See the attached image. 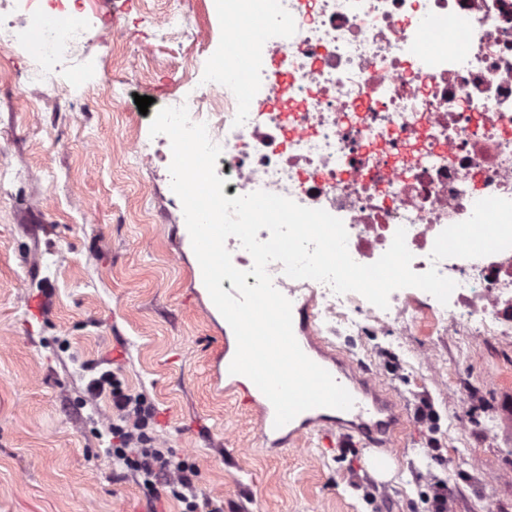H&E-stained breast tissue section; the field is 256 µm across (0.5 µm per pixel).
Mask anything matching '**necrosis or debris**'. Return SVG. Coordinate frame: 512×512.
Masks as SVG:
<instances>
[{"mask_svg":"<svg viewBox=\"0 0 512 512\" xmlns=\"http://www.w3.org/2000/svg\"><path fill=\"white\" fill-rule=\"evenodd\" d=\"M224 25L172 83L221 148L233 198L257 190L340 218L354 261L376 262L398 228L415 272L455 281L426 310L448 333L512 328V249L432 261L437 235L476 201L512 200V0H209ZM112 24L81 0H0V49L25 58L29 82L66 93L102 69L85 56ZM275 287L318 321L408 326V304L382 310L360 294L294 280Z\"/></svg>","mask_w":512,"mask_h":512,"instance_id":"obj_1","label":"necrosis or debris"}]
</instances>
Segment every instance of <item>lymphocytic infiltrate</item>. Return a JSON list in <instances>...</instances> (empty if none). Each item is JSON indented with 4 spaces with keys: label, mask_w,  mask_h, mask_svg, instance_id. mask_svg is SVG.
Masks as SVG:
<instances>
[{
    "label": "lymphocytic infiltrate",
    "mask_w": 512,
    "mask_h": 512,
    "mask_svg": "<svg viewBox=\"0 0 512 512\" xmlns=\"http://www.w3.org/2000/svg\"><path fill=\"white\" fill-rule=\"evenodd\" d=\"M87 391L94 398L106 394L112 399V463L124 475L150 495L158 483H165L173 498L182 503V512H222L221 506L199 495L192 464L157 448L153 407L130 393L117 373L101 372L89 381Z\"/></svg>",
    "instance_id": "obj_1"
}]
</instances>
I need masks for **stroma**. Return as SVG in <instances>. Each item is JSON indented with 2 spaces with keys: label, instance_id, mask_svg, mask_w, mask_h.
<instances>
[{
  "label": "stroma",
  "instance_id": "stroma-1",
  "mask_svg": "<svg viewBox=\"0 0 512 512\" xmlns=\"http://www.w3.org/2000/svg\"><path fill=\"white\" fill-rule=\"evenodd\" d=\"M83 7L154 59L116 100L28 84L23 62L0 51V512H179L167 486L152 502L113 471L112 404L86 390L107 369L154 407L158 447L188 459L223 512H431L435 479L454 512H512V335L322 325V362L344 364L349 387L388 406L391 480L368 469L376 446H328L319 423L295 447L261 441L259 405H240L216 363L232 330L198 274L170 174L127 150L150 143L175 72L202 50L198 30H224L205 0ZM170 9L194 25L157 41L141 17ZM139 95L154 99L147 113ZM33 297L42 311H29ZM422 397L436 422L417 418Z\"/></svg>",
  "mask_w": 512,
  "mask_h": 512
}]
</instances>
